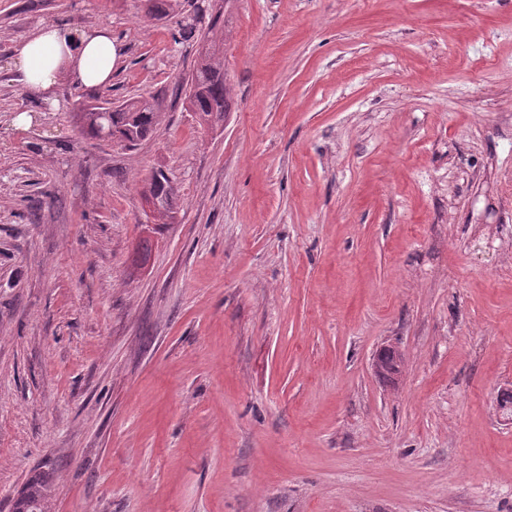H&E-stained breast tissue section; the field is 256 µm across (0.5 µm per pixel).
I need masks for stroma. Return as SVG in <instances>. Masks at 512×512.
Wrapping results in <instances>:
<instances>
[{
	"instance_id": "35a3bbf8",
	"label": "stroma",
	"mask_w": 512,
	"mask_h": 512,
	"mask_svg": "<svg viewBox=\"0 0 512 512\" xmlns=\"http://www.w3.org/2000/svg\"><path fill=\"white\" fill-rule=\"evenodd\" d=\"M148 4L0 0V512H512V0H207L215 129ZM44 20L110 27L111 85L27 91ZM140 95L132 151L72 117ZM199 49L185 96L186 109L194 112L198 123L217 128L224 122L232 104L231 89L224 73V46L209 36L200 35ZM149 185L151 186L153 192L159 199V204L157 200L150 194V192H144V196L150 211L157 209L155 211L154 218L159 221L161 224H168L170 220L174 218L175 211V199L176 194L170 185V180L162 169H156L152 172ZM45 489L42 483L33 481L17 500L15 512H47Z\"/></svg>"
}]
</instances>
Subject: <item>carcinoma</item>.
Masks as SVG:
<instances>
[{"label":"carcinoma","mask_w":512,"mask_h":512,"mask_svg":"<svg viewBox=\"0 0 512 512\" xmlns=\"http://www.w3.org/2000/svg\"><path fill=\"white\" fill-rule=\"evenodd\" d=\"M200 6L178 23L180 36L192 38L196 33ZM199 49L185 96L186 109L198 123L216 128L232 104L231 89L224 73V46L209 36L200 35ZM84 130L95 139L114 141L125 149H134L156 131L162 117L161 104L153 97L139 96L122 102L104 101L85 112L76 113ZM149 185L159 199L154 218L166 224L174 218L175 192L161 169L152 172ZM45 489L34 481L17 500L15 512H47Z\"/></svg>","instance_id":"obj_1"}]
</instances>
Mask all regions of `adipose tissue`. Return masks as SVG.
<instances>
[{"label": "adipose tissue", "mask_w": 512, "mask_h": 512, "mask_svg": "<svg viewBox=\"0 0 512 512\" xmlns=\"http://www.w3.org/2000/svg\"><path fill=\"white\" fill-rule=\"evenodd\" d=\"M124 52L109 27L76 29L44 21L14 46L11 66L27 90L52 104L64 83L90 91L109 86Z\"/></svg>", "instance_id": "ef3b65f1"}]
</instances>
